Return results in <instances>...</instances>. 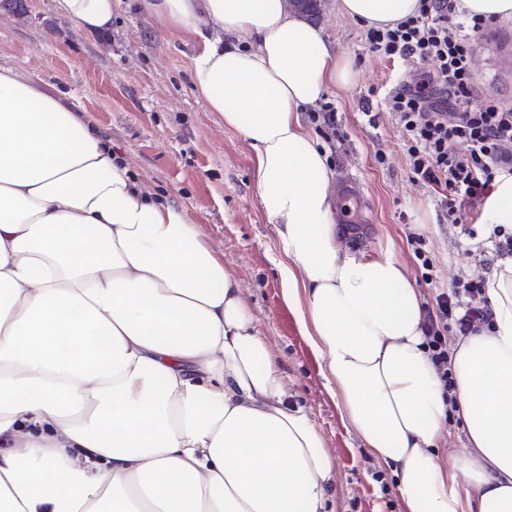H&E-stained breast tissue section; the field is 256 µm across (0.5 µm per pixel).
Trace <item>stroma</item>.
Here are the masks:
<instances>
[{"label": "stroma", "mask_w": 512, "mask_h": 512, "mask_svg": "<svg viewBox=\"0 0 512 512\" xmlns=\"http://www.w3.org/2000/svg\"><path fill=\"white\" fill-rule=\"evenodd\" d=\"M317 23L352 65L350 87L324 94L336 112L335 127L303 113L335 172L334 201L358 200L356 230L336 212L344 246L370 255L389 252L405 265L421 303L436 285L460 272L482 271L496 262L486 205L469 215L471 235L449 224L430 189L414 182L402 134L384 99L396 78L414 68L371 53L366 26L342 16L337 0H325ZM502 40L512 57V20L490 21L471 42L474 56L472 105L512 106V73L505 59L489 60L488 36ZM197 47L178 33H164L139 8L138 0H113L112 28L83 30L57 14L54 0H24L23 13L0 10V68H11L66 92L128 165L138 187L184 208L201 225L224 267L241 283L256 328L273 346L297 401L305 406L336 459L332 512H402L401 495L389 468L375 460L329 393L319 362L282 295L274 226L260 203L253 179L255 153L242 134L208 111L190 81ZM385 163H378V154ZM423 235L433 260L435 285L418 270L410 234Z\"/></svg>", "instance_id": "1"}]
</instances>
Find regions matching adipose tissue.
Returning a JSON list of instances; mask_svg holds the SVG:
<instances>
[{
	"label": "adipose tissue",
	"instance_id": "1",
	"mask_svg": "<svg viewBox=\"0 0 512 512\" xmlns=\"http://www.w3.org/2000/svg\"><path fill=\"white\" fill-rule=\"evenodd\" d=\"M88 31L112 0H55ZM419 0H339L393 26ZM195 38L194 89L255 152L283 296L403 512H512V257L492 325L457 337L453 402L403 263L348 251L327 155L301 120L354 72L286 0H143ZM466 452L441 453L446 419ZM336 460L238 279L187 211L153 199L66 95L0 70V512H328Z\"/></svg>",
	"mask_w": 512,
	"mask_h": 512
}]
</instances>
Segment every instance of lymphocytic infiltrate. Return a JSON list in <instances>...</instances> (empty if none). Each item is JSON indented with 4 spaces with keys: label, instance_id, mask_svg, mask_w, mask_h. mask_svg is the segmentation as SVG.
<instances>
[{
    "label": "lymphocytic infiltrate",
    "instance_id": "1",
    "mask_svg": "<svg viewBox=\"0 0 512 512\" xmlns=\"http://www.w3.org/2000/svg\"><path fill=\"white\" fill-rule=\"evenodd\" d=\"M487 26L467 18L455 0H420L415 15L395 27L368 28V49L390 61L420 66L418 79L389 90L387 109L400 128L414 181L431 188L449 223H462L503 175H512V109L471 107L472 38ZM486 280L458 274L426 313L425 346L444 391H451L448 337L492 324Z\"/></svg>",
    "mask_w": 512,
    "mask_h": 512
}]
</instances>
